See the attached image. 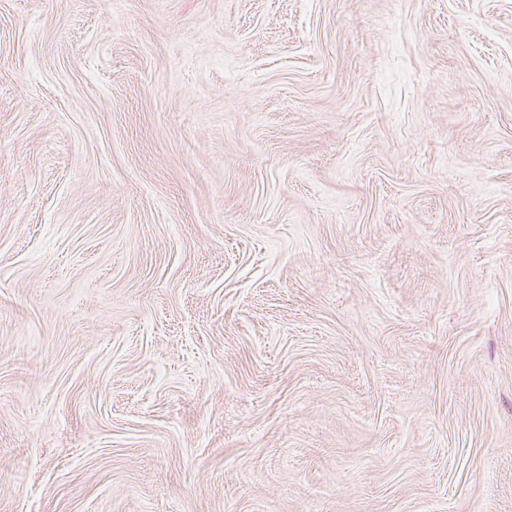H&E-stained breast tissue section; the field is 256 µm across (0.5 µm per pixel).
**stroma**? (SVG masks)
Instances as JSON below:
<instances>
[{
    "label": "stroma",
    "mask_w": 512,
    "mask_h": 512,
    "mask_svg": "<svg viewBox=\"0 0 512 512\" xmlns=\"http://www.w3.org/2000/svg\"><path fill=\"white\" fill-rule=\"evenodd\" d=\"M0 512H512V0H0Z\"/></svg>",
    "instance_id": "stroma-1"
}]
</instances>
